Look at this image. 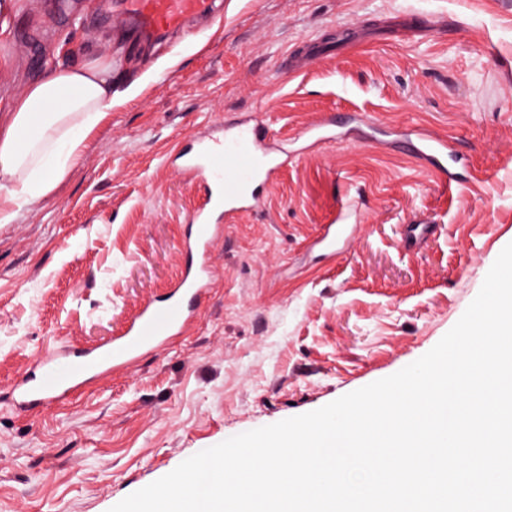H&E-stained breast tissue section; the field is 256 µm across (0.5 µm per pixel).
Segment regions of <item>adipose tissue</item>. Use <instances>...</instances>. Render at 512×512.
Listing matches in <instances>:
<instances>
[{
	"instance_id": "ef3b65f1",
	"label": "adipose tissue",
	"mask_w": 512,
	"mask_h": 512,
	"mask_svg": "<svg viewBox=\"0 0 512 512\" xmlns=\"http://www.w3.org/2000/svg\"><path fill=\"white\" fill-rule=\"evenodd\" d=\"M111 65L56 66L28 86L0 125V224L48 195L112 109Z\"/></svg>"
}]
</instances>
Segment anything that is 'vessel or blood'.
I'll return each instance as SVG.
<instances>
[{
    "label": "vessel or blood",
    "mask_w": 512,
    "mask_h": 512,
    "mask_svg": "<svg viewBox=\"0 0 512 512\" xmlns=\"http://www.w3.org/2000/svg\"><path fill=\"white\" fill-rule=\"evenodd\" d=\"M112 9L126 20V40L171 37L193 21L215 18L212 0H113ZM416 142L415 153L443 179L463 188L467 177L447 168L443 158L446 139L421 127L407 132ZM292 156L271 137L257 116H244L219 124L208 136L190 141L175 157V165L191 175L204 202L192 215L181 239L183 268L172 287L146 302L121 335L92 347H64L39 357L9 390L12 409L36 413L60 405L91 381L139 363L170 338L181 335L199 312L207 293L211 270L208 257L221 234L222 216L258 211L266 190ZM357 220L353 203H342L320 246L336 247L349 224Z\"/></svg>",
    "instance_id": "vessel-or-blood-1"
}]
</instances>
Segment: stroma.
<instances>
[{
  "label": "stroma",
  "instance_id": "35a3bbf8",
  "mask_svg": "<svg viewBox=\"0 0 512 512\" xmlns=\"http://www.w3.org/2000/svg\"><path fill=\"white\" fill-rule=\"evenodd\" d=\"M0 121L52 61L111 58L112 0H7ZM405 13L445 25L309 60L306 42ZM256 113L297 158L225 226L197 320L138 365L27 416L4 395L38 357L120 335L178 277L199 201L173 164L207 125ZM334 117L344 137L304 140ZM468 155L467 193L405 144ZM359 221L315 241L341 203ZM432 234L404 245L407 225ZM512 243V0H224L210 29L140 44L79 163L0 228V512H109L196 449L319 409L427 353Z\"/></svg>",
  "mask_w": 512,
  "mask_h": 512
}]
</instances>
